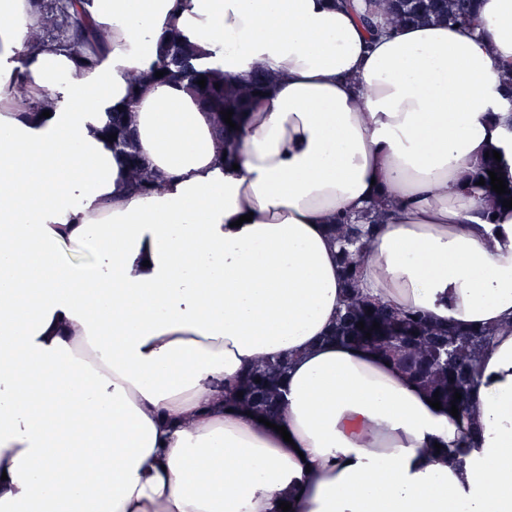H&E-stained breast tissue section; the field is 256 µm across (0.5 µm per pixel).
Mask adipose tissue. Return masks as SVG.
Returning a JSON list of instances; mask_svg holds the SVG:
<instances>
[{"label": "adipose tissue", "instance_id": "adipose-tissue-1", "mask_svg": "<svg viewBox=\"0 0 512 512\" xmlns=\"http://www.w3.org/2000/svg\"><path fill=\"white\" fill-rule=\"evenodd\" d=\"M366 8L381 35L336 0H76L110 34L76 51L35 40V0H0V512H512V332L461 447L401 366L331 339L329 232L382 202L364 296L512 324V210L484 221L469 188L492 150L512 178V0H481L476 29ZM176 34L227 84L265 77L231 156L189 82L130 93ZM118 111L163 192L129 191ZM283 360L269 424L225 395Z\"/></svg>", "mask_w": 512, "mask_h": 512}]
</instances>
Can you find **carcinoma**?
Segmentation results:
<instances>
[{"instance_id":"cac0c4a2","label":"carcinoma","mask_w":512,"mask_h":512,"mask_svg":"<svg viewBox=\"0 0 512 512\" xmlns=\"http://www.w3.org/2000/svg\"><path fill=\"white\" fill-rule=\"evenodd\" d=\"M72 3L73 0H41L44 20L36 39L62 42L75 50L80 49L89 37L105 41V34L81 25L74 18ZM387 10L390 23L395 26L439 20L450 24L478 25L477 0H389ZM194 57L195 49L191 43L172 38L160 48L157 70H163L165 74L159 81L186 80L195 85L199 79H206V86L198 89L200 102L207 111L217 115L227 137L232 129L223 121V112L235 109L238 102L262 90L264 80L254 75L244 84L228 88L224 86V74L196 64ZM112 133L117 135L113 140L114 146L128 152L132 187L145 193L160 191L161 180L143 172L130 129L119 113L112 115ZM495 168L491 162L481 164L472 173L470 182V188L484 191L494 206L512 198V185L503 195L492 190L488 172ZM481 179L485 184H477ZM384 215L380 205L372 204L356 216L346 214L337 217L336 223L330 226V233L339 247L345 287L348 288L333 337L342 342L371 347L395 359L418 383L432 393L439 392L441 403H453L461 409L474 383L480 356L496 330L435 324L416 313L390 310L357 291V273L366 261V241ZM360 321L364 322L362 329L356 327ZM375 322L380 324V328H373ZM367 333L371 337H365ZM286 370L287 363L280 362L250 371L237 385V390L243 392L239 403L259 413L274 414L279 398L277 381ZM456 392L461 393V399H454Z\"/></svg>"}]
</instances>
